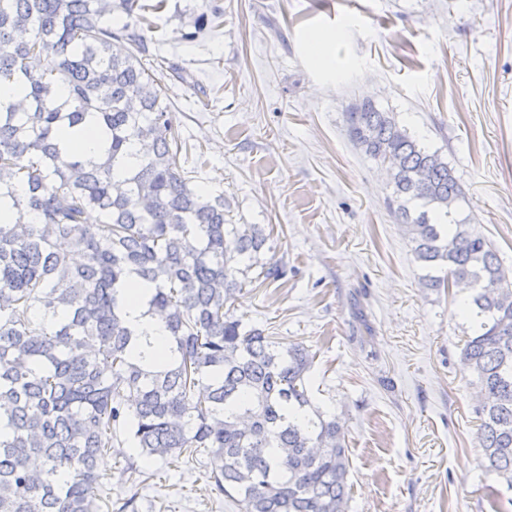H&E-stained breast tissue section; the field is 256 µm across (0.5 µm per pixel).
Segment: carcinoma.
Listing matches in <instances>:
<instances>
[{"label":"carcinoma","instance_id":"obj_1","mask_svg":"<svg viewBox=\"0 0 512 512\" xmlns=\"http://www.w3.org/2000/svg\"><path fill=\"white\" fill-rule=\"evenodd\" d=\"M140 9L0 0V512H101L97 462L114 433L147 458L205 454L212 490L243 512H345V437L309 396L315 355L225 311L270 235L226 223L224 197L191 186L142 64ZM116 12L135 24L112 25ZM345 121L386 170L427 285L469 291L462 307L478 322L461 363L481 385L477 441L512 490V278L460 217L465 193L440 151L371 99L348 104ZM90 122L97 156L63 155L61 133ZM135 281L165 322L160 348L126 318Z\"/></svg>","mask_w":512,"mask_h":512}]
</instances>
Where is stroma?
Instances as JSON below:
<instances>
[{
  "mask_svg": "<svg viewBox=\"0 0 512 512\" xmlns=\"http://www.w3.org/2000/svg\"><path fill=\"white\" fill-rule=\"evenodd\" d=\"M149 18L144 63L184 73L160 79L195 187L223 196L227 223L273 229L259 260L285 277L245 285L230 310L314 354L311 401L345 432L347 512H512L476 440L471 322L426 286L386 172L344 126L369 97L441 151L511 271L512 0H166ZM318 29L339 34L333 67L305 49ZM99 469L108 512H242L210 491L202 455L125 443Z\"/></svg>",
  "mask_w": 512,
  "mask_h": 512,
  "instance_id": "35a3bbf8",
  "label": "stroma"
}]
</instances>
